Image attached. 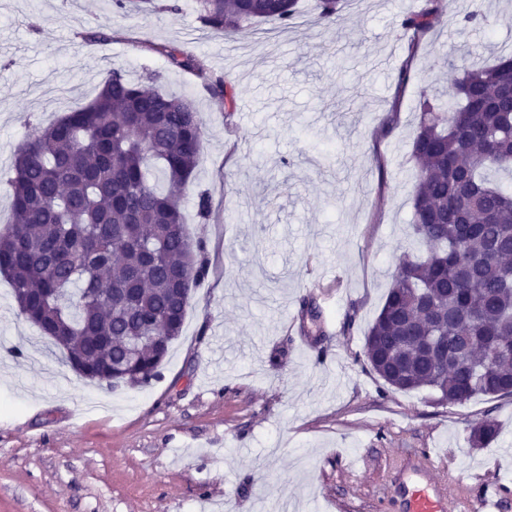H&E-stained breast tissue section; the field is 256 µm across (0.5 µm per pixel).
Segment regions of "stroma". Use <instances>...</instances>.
Here are the masks:
<instances>
[{
    "mask_svg": "<svg viewBox=\"0 0 512 512\" xmlns=\"http://www.w3.org/2000/svg\"><path fill=\"white\" fill-rule=\"evenodd\" d=\"M172 2L138 15L112 0H0V225L35 127L88 103L111 70L156 74L204 125L184 206L209 259L144 387L78 376L0 277V512H375L389 460L415 448L435 449V474L482 485L499 502L485 512H512V398L398 392L364 353L400 248L418 244L420 97L466 56L512 49V0H480L478 29L461 20L465 0H437L440 21L418 40L399 18L423 0H343L329 28L300 0L288 28L229 37L202 25L196 0ZM162 46L192 51L205 76L173 67ZM207 76L224 78L233 105L204 91ZM307 296L323 335L299 332ZM487 417L498 441L471 447Z\"/></svg>",
    "mask_w": 512,
    "mask_h": 512,
    "instance_id": "35a3bbf8",
    "label": "stroma"
}]
</instances>
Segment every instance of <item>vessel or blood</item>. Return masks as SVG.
<instances>
[{
    "instance_id": "vessel-or-blood-1",
    "label": "vessel or blood",
    "mask_w": 512,
    "mask_h": 512,
    "mask_svg": "<svg viewBox=\"0 0 512 512\" xmlns=\"http://www.w3.org/2000/svg\"><path fill=\"white\" fill-rule=\"evenodd\" d=\"M456 498L455 482L435 475L430 455L416 451L391 460L379 507L381 512H448Z\"/></svg>"
}]
</instances>
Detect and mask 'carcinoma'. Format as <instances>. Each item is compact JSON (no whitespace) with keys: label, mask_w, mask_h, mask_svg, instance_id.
<instances>
[{"label":"carcinoma","mask_w":512,"mask_h":512,"mask_svg":"<svg viewBox=\"0 0 512 512\" xmlns=\"http://www.w3.org/2000/svg\"><path fill=\"white\" fill-rule=\"evenodd\" d=\"M204 25L226 34L252 21L288 27L298 0H197ZM138 13L172 11L155 0H113ZM318 17L336 23L341 0H316ZM439 21L434 0L400 25L422 36ZM159 51L171 65L203 73L179 47ZM512 52L490 66L455 69L450 89L424 99L412 141L417 161L412 221L424 253H403L395 284L369 327L365 355L396 391L428 389L440 401L512 397V94L504 83ZM132 81L114 69L95 97L35 129L14 157L12 220L0 230V274L22 315L62 350L80 376L114 387L112 369L132 363L130 386L158 378L148 331L176 340L186 309L174 298L185 271L208 273L202 239H193L182 197L205 132L193 101ZM233 102L223 78L204 84ZM158 172L162 185L150 180ZM432 336L448 344V365L423 354ZM495 421L472 427L486 448Z\"/></svg>","instance_id":"cac0c4a2"}]
</instances>
